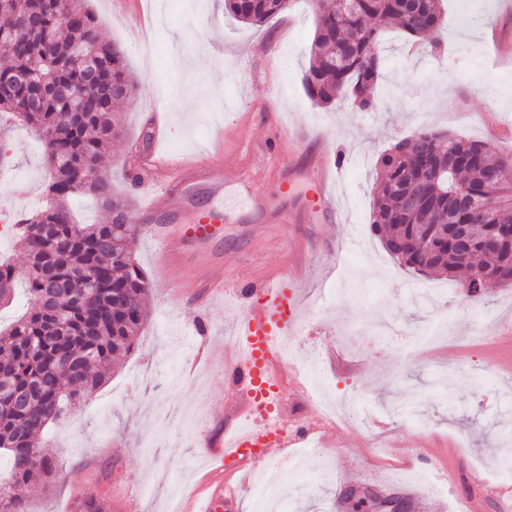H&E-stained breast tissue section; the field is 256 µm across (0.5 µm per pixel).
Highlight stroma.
I'll list each match as a JSON object with an SVG mask.
<instances>
[{"label": "stroma", "mask_w": 512, "mask_h": 512, "mask_svg": "<svg viewBox=\"0 0 512 512\" xmlns=\"http://www.w3.org/2000/svg\"><path fill=\"white\" fill-rule=\"evenodd\" d=\"M86 0L107 43L123 44L139 81L122 117L123 137L101 165L120 190L130 183L129 161L143 145L158 155L196 161L199 173L176 211L142 212L131 195L128 220L141 232L135 257L150 291L148 319L131 352L83 405L47 435L62 462L50 490L28 493L29 512H64L76 495H112L123 512H165L167 493L179 486L198 495L205 476L223 467L209 443L243 426L237 365L225 336L243 314V292L295 276L299 329L292 360L282 362L292 391L280 409L288 431L303 427L320 452L302 459V472L272 454L281 467L277 492L254 472L228 477L239 488L238 512L262 502L265 512H353V495L377 486L418 512L425 482L452 472V491H439L444 512L477 494L484 512L512 499V437L503 430L506 407L496 392L512 391V285L492 284L481 297L459 282L425 277L399 265L371 229L378 159L402 139L427 128L490 142L512 154V139L492 132V117L512 116V64L494 66L483 47L486 23L498 0H443L445 46L412 55L405 38L389 31L378 109L355 111L341 101L313 103L302 85L315 32L309 0H295L289 16L261 29L224 12V0ZM150 28L140 44L127 28ZM272 50L254 55L251 43ZM304 125L307 143L289 149L291 169H304L311 152L340 154L344 171L335 187L343 221L280 216L307 186H279L270 128ZM1 168L0 211L17 216L38 208L48 179L39 136L13 131ZM250 171V191L264 199L258 213L228 209L222 169ZM197 212L224 221L206 242L188 240L178 262L161 265L160 239L151 225L185 224ZM445 320L450 339L432 343L422 332ZM311 364L329 389L357 388L361 411L374 420V437L323 422L296 366Z\"/></svg>", "instance_id": "stroma-1"}]
</instances>
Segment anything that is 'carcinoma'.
Returning a JSON list of instances; mask_svg holds the SVG:
<instances>
[{
	"label": "carcinoma",
	"mask_w": 512,
	"mask_h": 512,
	"mask_svg": "<svg viewBox=\"0 0 512 512\" xmlns=\"http://www.w3.org/2000/svg\"><path fill=\"white\" fill-rule=\"evenodd\" d=\"M292 0H224V13L240 22L262 26L287 13ZM7 27L37 17L51 28L44 42L24 39L0 49L7 65L0 68V117L14 118L36 131L51 130L45 140L44 163L49 178L45 205L13 229L27 258L24 274L0 261V305L10 302L17 279L25 280L31 307L9 330L0 332V375L3 385L30 388L25 408L17 409L0 393V450L10 461V476L0 480V512H28L12 490L18 485L44 484L59 468L43 450L48 425L69 414L109 375L112 361L133 347L145 322L142 298L150 288L135 259L129 237L138 238L135 224H76L68 201L89 196L107 212H127L128 202L101 171V157L112 139L123 133L116 111L136 97L138 82L129 71L123 48L100 40L94 15L82 0H0ZM379 18L437 48L443 44L441 0H316V29L309 49L303 86L319 105L345 97L361 112L376 109L378 80L386 65L381 52L385 28L371 27ZM98 46L95 68L112 73L115 93L87 80L77 50ZM53 65V82L70 86L84 101L82 110L46 88L38 106L28 105L15 75L33 73L42 63ZM450 167L453 180L470 184L475 196L512 197V155H499L482 141H466L430 132L383 154L379 185L373 200V229L389 254L416 273L454 276L469 272L462 288L504 283L512 278V216L491 213L477 217L471 245L458 251L453 238H439L434 225L448 222L457 203L432 193L431 172Z\"/></svg>",
	"instance_id": "carcinoma-1"
}]
</instances>
